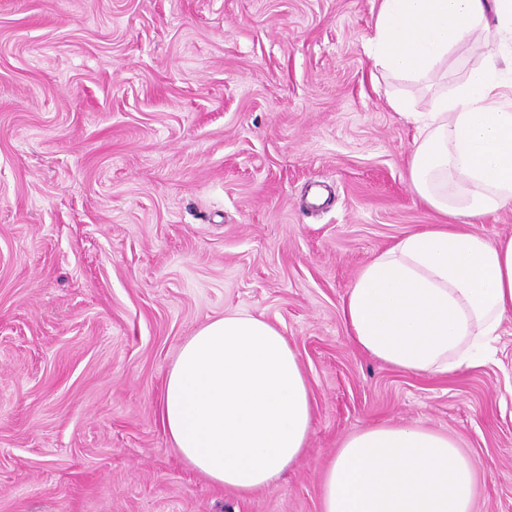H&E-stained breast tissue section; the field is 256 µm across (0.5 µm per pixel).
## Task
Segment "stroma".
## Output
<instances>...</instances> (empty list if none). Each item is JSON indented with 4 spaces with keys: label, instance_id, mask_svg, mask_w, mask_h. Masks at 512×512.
<instances>
[{
    "label": "stroma",
    "instance_id": "obj_1",
    "mask_svg": "<svg viewBox=\"0 0 512 512\" xmlns=\"http://www.w3.org/2000/svg\"><path fill=\"white\" fill-rule=\"evenodd\" d=\"M379 0H0V512H321L378 423L448 433L476 512H512V318L491 357L407 373L350 340L359 268L441 218L412 190L429 109L369 53ZM231 312L287 336L315 420L241 496L178 456L158 400Z\"/></svg>",
    "mask_w": 512,
    "mask_h": 512
}]
</instances>
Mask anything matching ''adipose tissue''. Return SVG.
Segmentation results:
<instances>
[{"mask_svg": "<svg viewBox=\"0 0 512 512\" xmlns=\"http://www.w3.org/2000/svg\"><path fill=\"white\" fill-rule=\"evenodd\" d=\"M373 58L407 83L437 82L449 53L491 41L481 63L412 115L414 191L447 221L402 237L359 270L342 303L354 344L414 374L486 361L512 315V237L472 223L512 205V0H381ZM182 460L248 495L301 459L315 408L298 357L265 319L228 313L179 350L158 405ZM478 472L448 434L382 423L348 436L323 471L322 512H473Z\"/></svg>", "mask_w": 512, "mask_h": 512, "instance_id": "adipose-tissue-1", "label": "adipose tissue"}]
</instances>
